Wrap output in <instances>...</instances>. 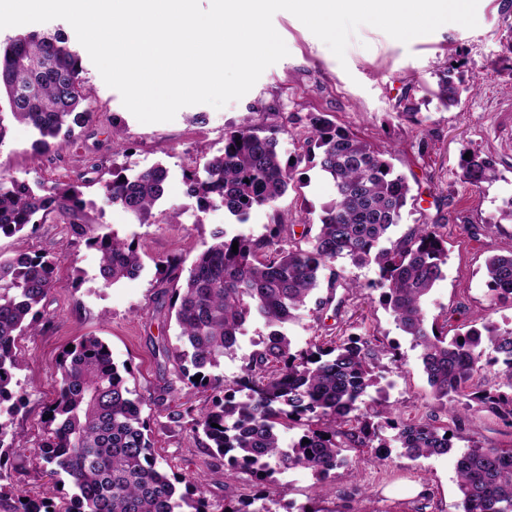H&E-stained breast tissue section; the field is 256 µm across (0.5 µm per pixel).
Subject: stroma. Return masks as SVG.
Returning <instances> with one entry per match:
<instances>
[{
	"label": "stroma",
	"instance_id": "stroma-1",
	"mask_svg": "<svg viewBox=\"0 0 512 512\" xmlns=\"http://www.w3.org/2000/svg\"><path fill=\"white\" fill-rule=\"evenodd\" d=\"M477 20L475 28L447 23L406 44L364 25L341 62L294 15L280 11L273 25L288 56L267 68L244 97L224 108L186 106L173 121L140 123L85 54L84 78L96 116L75 128L72 143L41 154L34 148L37 134L31 126L9 115L1 120L7 128L0 142L1 176L46 192L58 183L77 179L87 183L86 205L74 220L54 216L35 230L0 235V256L49 253L66 284L55 293L43 330L19 342L23 366L16 379L22 406L13 428L26 445L15 449L0 468L16 495L37 497L45 489L35 451L47 433V407L61 386L57 361L64 348L85 336L100 337L113 363L128 369V386L137 397L153 395L169 379L173 366L159 349L176 344L178 328L169 296L155 288L158 260L178 255L192 263L211 244L216 230L229 237L262 236L277 209L288 213L295 224L318 223L324 206L333 199L329 179L319 168L307 165L300 191L288 192L277 209H253L246 223H237L219 204L197 210L186 195V175L195 164L222 152L228 127L266 128L278 124L279 114H288L296 120V128L277 135V151L288 158L302 151V118L322 116L375 148L391 151L396 172L407 177L416 197L392 238L425 221L447 227L448 263L443 279L426 300L429 317L447 324L452 335L488 320L512 323V305L493 304L484 276L487 257L512 249V220L502 215L512 199V10H504L501 0H479ZM443 69L453 81L469 86L458 104L449 108L431 94ZM409 101L416 107L418 122L397 117ZM466 149L491 157L499 180L479 188L467 183L459 167ZM156 165L167 170L165 193L143 224L110 203L102 182L95 178L99 169L130 176ZM75 223L100 235L136 241L143 260L140 273L105 286L99 254L73 234ZM352 279L363 286L354 297L343 289L344 282ZM376 280L375 265L356 267L344 260L328 264L319 274L317 294L326 296L329 285L337 284L341 306L320 310L307 303L294 311L283 329L300 348L349 333H370L398 345L403 364L382 360L379 384L387 392L370 391L367 403L406 420L447 424L448 410L432 397L420 351L381 306L379 293L372 288ZM245 329L235 354L214 370L225 382L241 376L243 365L270 331L259 316ZM144 413L150 418L155 455L170 471L189 478L206 472L207 496L214 502L250 492L253 480L248 474L208 467L204 449L185 428L169 423L164 408L148 407ZM472 440L512 446V427L476 404L466 411L448 454L414 461L395 447L380 452L351 448L346 455L352 467L337 469L328 480L304 469L275 474L269 506L272 512H298L304 506L318 512H459L456 459Z\"/></svg>",
	"mask_w": 512,
	"mask_h": 512
}]
</instances>
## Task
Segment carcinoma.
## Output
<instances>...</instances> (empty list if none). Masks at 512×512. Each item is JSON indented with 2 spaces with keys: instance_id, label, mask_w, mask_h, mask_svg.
I'll use <instances>...</instances> for the list:
<instances>
[{
  "instance_id": "carcinoma-1",
  "label": "carcinoma",
  "mask_w": 512,
  "mask_h": 512,
  "mask_svg": "<svg viewBox=\"0 0 512 512\" xmlns=\"http://www.w3.org/2000/svg\"><path fill=\"white\" fill-rule=\"evenodd\" d=\"M81 59L61 33H19L0 43V98L6 97L12 117L39 134L35 149L56 151L71 136V124L88 122L93 112L82 78ZM443 106L458 101L459 91L439 73L437 91ZM276 131L266 135L251 127H233L224 134L223 152L204 166L205 177L191 171L187 196L201 211L218 201L243 223L256 207L274 210L268 233L230 239L214 235L188 272L182 258L157 263L156 287L171 293V308L180 329L176 346H164L162 356L179 370L178 379L206 393L200 407L173 410L169 419L184 422L213 462L251 474L258 484L288 469L309 470L321 480L349 465L348 448L387 447L382 432L396 430L395 440L413 460L444 455L453 448L449 427L426 421H404L390 411L370 409L365 402L377 386L383 358L400 361L398 347L376 336H343L330 344L311 343L297 349L276 330L261 342L233 387L207 370L217 368L235 351L238 336L254 314L271 326L288 321L306 304L319 285L321 268L338 259L356 266H378L381 304L414 346L434 400L450 404L474 401L494 411L512 426V326L486 321L463 333L447 336L428 324L425 297L443 279L448 261L445 225L416 224L392 241L408 202L414 200L407 178L396 172L391 154L336 127L330 120L309 117L305 150L284 160L276 150ZM320 169L332 182L335 198L324 208L316 234L306 229L299 243L285 248L290 225L276 210L288 189H300L302 164ZM462 176L480 187L498 180L491 158L479 152L460 159ZM167 171L154 166L133 176L111 173L105 182L107 199L144 223L163 196ZM85 201L79 185L59 184L41 195L26 184L0 177V234L14 235L47 220L54 212L75 214ZM73 233L100 254V276L113 285L136 275L142 267L134 242L115 236L90 235L80 224ZM238 242V252L232 243ZM388 241L390 246L382 243ZM487 286L495 300L512 299V253L486 261ZM61 288L55 262L46 253L0 258V406L5 414L19 411L13 382L22 357L18 341L32 336L46 320L50 297ZM497 357L483 360L485 346ZM196 372H186L184 363ZM501 365L496 383L473 388L471 380L486 366ZM61 387L47 407V436L37 449L42 471L69 477L74 493L59 502L46 488L43 499L11 497L0 486V512H225L224 505L205 496L206 479L193 478L197 499L178 493L180 480L155 458L150 426L143 406L164 404L176 392L169 382L148 400L133 397L126 377L112 362L108 346L97 336H85L57 362ZM199 375L201 379L192 380ZM243 392L245 398L236 394ZM218 427H213V424ZM0 419L1 457L21 448V435L9 434ZM300 427V438L286 444L280 428ZM11 442L5 443L6 435ZM308 443H303V440ZM461 512H512V448L485 447L472 442L456 461ZM259 489L231 512H271ZM261 502L255 506V502Z\"/></svg>"
}]
</instances>
